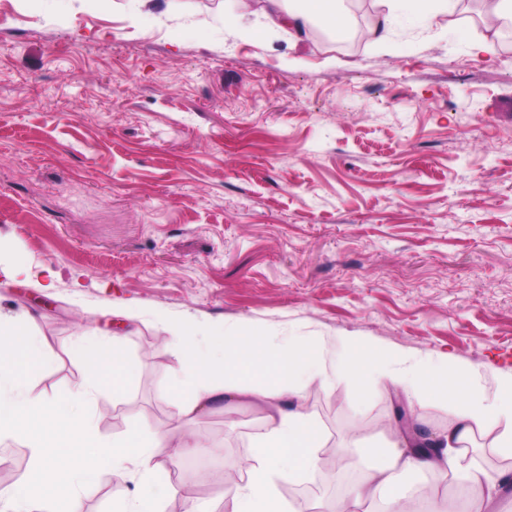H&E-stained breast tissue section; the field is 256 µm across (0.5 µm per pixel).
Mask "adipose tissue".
Returning a JSON list of instances; mask_svg holds the SVG:
<instances>
[{
	"instance_id": "obj_1",
	"label": "adipose tissue",
	"mask_w": 512,
	"mask_h": 512,
	"mask_svg": "<svg viewBox=\"0 0 512 512\" xmlns=\"http://www.w3.org/2000/svg\"><path fill=\"white\" fill-rule=\"evenodd\" d=\"M344 0H238L241 13L261 8L270 26L287 30L293 45L305 43L313 27L319 26L336 37L349 31ZM380 13L368 28L369 39L378 48L391 45L397 13L416 18L432 14L439 0H383ZM35 319L0 316V444L13 441L30 451L31 473L18 484L0 487V512H83L76 490L78 480L90 475H113L118 469L153 474L156 459L186 454L207 455L211 446L181 435L178 422L206 415L213 404L227 401L250 402L264 412L266 429L257 436L256 453L248 483L226 489L225 512H288L278 497L275 481L292 478L316 467L315 450L323 442L318 422L308 412L309 390L332 385L334 377L350 380L358 395L378 396V378L403 391L432 389L440 400L460 397L464 405L454 427L436 441L435 451L420 449L410 435L398 439L397 450L381 455L366 470L363 479L347 489L334 512H360L362 506L386 495L393 512H409L401 478L412 472L436 471L462 477L470 495L469 512H483L484 506L504 486L502 476H493L468 458V445L476 429L488 422L503 423L499 447L512 454V374L500 376L493 394H486L480 374L459 365L453 358L438 363L418 361L403 366L395 351L376 347L354 336L337 339L336 370L328 372L317 344L292 341L272 346L242 326L224 338L222 352H210L202 337L218 332L215 324L190 319L172 323L180 347V369L176 387L167 404L172 426L156 429L145 439L140 427H133L120 443L100 438L87 421V406L106 391L121 392L134 380L137 367L125 357L124 339L118 332L95 334L100 353L85 380L67 397L75 413L36 392L16 373L14 352H22L38 366L50 365L54 346L34 331ZM71 448L75 454L70 467L53 464L57 449Z\"/></svg>"
}]
</instances>
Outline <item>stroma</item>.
Listing matches in <instances>:
<instances>
[{"instance_id":"stroma-1","label":"stroma","mask_w":512,"mask_h":512,"mask_svg":"<svg viewBox=\"0 0 512 512\" xmlns=\"http://www.w3.org/2000/svg\"><path fill=\"white\" fill-rule=\"evenodd\" d=\"M232 0H0V266L57 271L52 287L0 275V312L33 313L55 347L24 367L59 398L88 363L68 350L103 310L133 306L124 326L138 376L90 414L118 441L149 418L171 424L179 355L164 322L248 325L277 344L355 336L478 369L486 390L512 372V47L476 58L480 20L456 5L398 15L394 48L364 35L378 0H349L342 39L313 30L305 47L261 15L225 18ZM363 399L348 380L309 393L324 433L317 456L387 446L396 407L428 438L452 405L382 384ZM233 450L250 476L263 412L238 403L180 424ZM162 461L124 483L142 512L216 505ZM292 512L332 500L324 468L277 483Z\"/></svg>"}]
</instances>
